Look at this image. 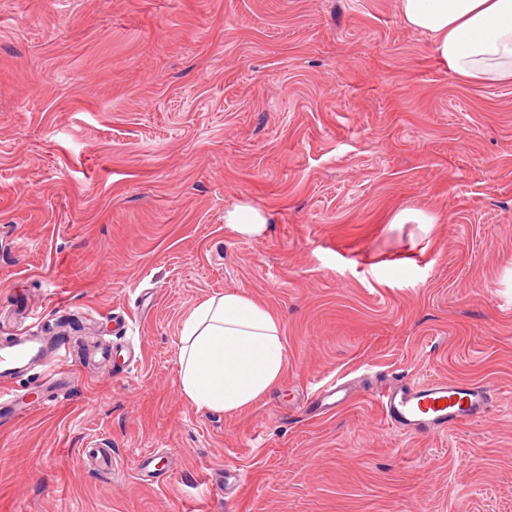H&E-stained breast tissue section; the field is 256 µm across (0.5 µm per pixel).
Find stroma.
<instances>
[{
	"mask_svg": "<svg viewBox=\"0 0 512 512\" xmlns=\"http://www.w3.org/2000/svg\"><path fill=\"white\" fill-rule=\"evenodd\" d=\"M227 292L284 328L233 414L177 360ZM32 322L75 377L16 383L0 512H512V84L453 80L398 0H0V340ZM402 377L493 402L404 436L373 400ZM224 222L232 231L245 237L260 235L266 227L263 215L247 206L227 211L224 214ZM337 380L333 378L327 382L322 388L317 390L313 394V400L320 408L329 411L338 405H342L353 397L352 385L350 383H343L340 386H336ZM342 393L341 396L336 400V395ZM335 400L333 401V397ZM329 400H332L328 402Z\"/></svg>",
	"mask_w": 512,
	"mask_h": 512,
	"instance_id": "1",
	"label": "stroma"
}]
</instances>
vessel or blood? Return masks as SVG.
Returning <instances> with one entry per match:
<instances>
[{
	"label": "vessel or blood",
	"instance_id": "obj_1",
	"mask_svg": "<svg viewBox=\"0 0 512 512\" xmlns=\"http://www.w3.org/2000/svg\"><path fill=\"white\" fill-rule=\"evenodd\" d=\"M38 362L45 363V381L66 385L70 382L67 358L57 346L39 336H19L0 346V379L12 381L24 376ZM348 401L351 384L327 382L313 395L320 408L332 410L333 397ZM491 387L486 383L447 380L415 382L401 379L381 388L377 403L385 422L396 432L415 435L443 432L463 422L482 418L488 410Z\"/></svg>",
	"mask_w": 512,
	"mask_h": 512
}]
</instances>
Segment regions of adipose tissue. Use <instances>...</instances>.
<instances>
[{
	"label": "adipose tissue",
	"mask_w": 512,
	"mask_h": 512,
	"mask_svg": "<svg viewBox=\"0 0 512 512\" xmlns=\"http://www.w3.org/2000/svg\"><path fill=\"white\" fill-rule=\"evenodd\" d=\"M412 30L429 37L438 65L465 83H512V0H399ZM280 319L227 293L195 306L181 327L179 380L198 408L234 413L283 375Z\"/></svg>",
	"instance_id": "adipose-tissue-1"
}]
</instances>
